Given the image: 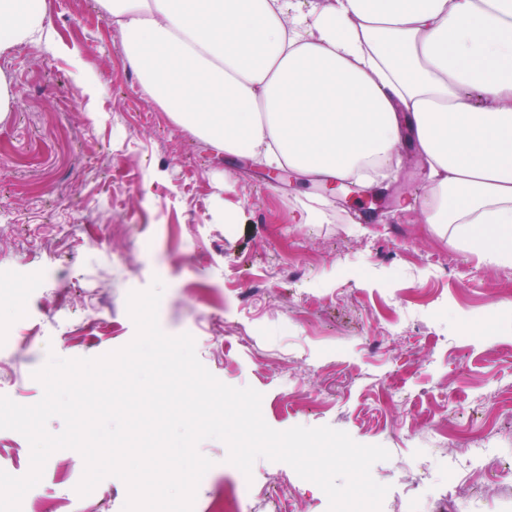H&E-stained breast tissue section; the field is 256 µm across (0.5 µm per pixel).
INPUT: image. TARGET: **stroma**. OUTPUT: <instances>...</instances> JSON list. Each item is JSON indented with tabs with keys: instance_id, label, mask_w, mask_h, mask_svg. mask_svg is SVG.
Instances as JSON below:
<instances>
[{
	"instance_id": "obj_1",
	"label": "stroma",
	"mask_w": 512,
	"mask_h": 512,
	"mask_svg": "<svg viewBox=\"0 0 512 512\" xmlns=\"http://www.w3.org/2000/svg\"><path fill=\"white\" fill-rule=\"evenodd\" d=\"M45 6L56 49L0 53L15 93L0 122V320L11 325L0 335V395L35 404L43 388L33 374L49 355L97 358L127 345V297L157 280L164 333L191 335L217 379L260 392L273 429L328 426L385 447L375 481L426 456L447 484L445 453L483 425L512 450V263L450 241L419 211L398 213V199L429 183L417 155L392 165L370 218L320 180L270 181L142 94L97 0ZM314 200L316 223H297ZM69 224L79 227L70 237ZM392 327L397 337L384 341ZM434 422L449 433L446 452L418 438ZM199 451L213 465L194 512H328L325 493L286 463L257 459L253 473L269 481L248 487L224 442ZM29 468L28 441L0 429V470ZM83 471L79 452L56 451L29 512H123L120 478L75 495Z\"/></svg>"
}]
</instances>
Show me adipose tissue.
Wrapping results in <instances>:
<instances>
[{"label":"adipose tissue","instance_id":"adipose-tissue-1","mask_svg":"<svg viewBox=\"0 0 512 512\" xmlns=\"http://www.w3.org/2000/svg\"><path fill=\"white\" fill-rule=\"evenodd\" d=\"M142 88L225 154L356 179L427 165L425 223L512 261V0H99ZM0 0V52L51 41Z\"/></svg>","mask_w":512,"mask_h":512}]
</instances>
